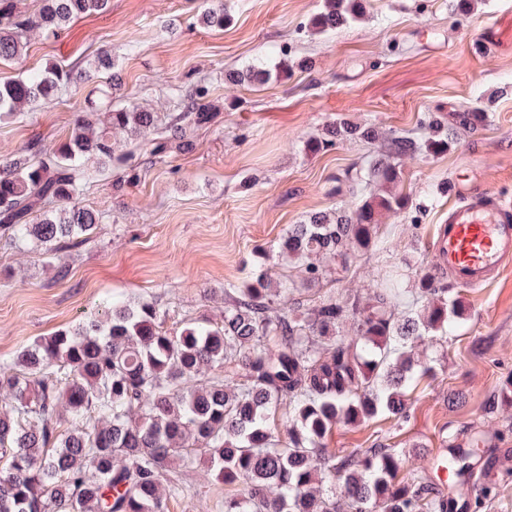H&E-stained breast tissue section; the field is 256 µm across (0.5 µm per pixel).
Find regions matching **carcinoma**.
<instances>
[{
    "label": "carcinoma",
    "mask_w": 512,
    "mask_h": 512,
    "mask_svg": "<svg viewBox=\"0 0 512 512\" xmlns=\"http://www.w3.org/2000/svg\"><path fill=\"white\" fill-rule=\"evenodd\" d=\"M108 0H41L32 13L0 0V62L24 55L31 36L59 35L74 19L103 11ZM360 0H323L311 26L327 31L360 13ZM224 27V6L203 13ZM90 78L75 67L49 66L0 83V114L27 117L63 87ZM202 80L181 90L165 116L130 101L100 110L85 99L67 138L37 140L0 163V245H30L44 254L76 248L100 223L81 205L93 170L137 169L214 122ZM426 145L388 139L387 154L369 167L367 184H397V159L448 150L441 122H429ZM133 137L116 154L112 131ZM376 138L375 129L341 120L309 142L313 152L347 139ZM408 207L401 192L371 194L353 211L318 213L294 224L278 245L312 282L315 260H339L379 243L376 214ZM406 288L389 272L372 296L293 301L297 286H272L268 269L242 285H224V310L171 332L154 302L104 304L90 319L43 337L0 364V512H168L184 494L167 477L208 464L224 485V512H448V498L418 471L403 470V453L379 448L338 457L324 440L339 422L379 414L400 419L418 378L433 377L412 356L423 333L448 330L461 301L434 277L417 274ZM281 424H273L276 415Z\"/></svg>",
    "instance_id": "carcinoma-1"
}]
</instances>
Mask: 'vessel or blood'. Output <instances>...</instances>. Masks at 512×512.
<instances>
[{
  "label": "vessel or blood",
  "mask_w": 512,
  "mask_h": 512,
  "mask_svg": "<svg viewBox=\"0 0 512 512\" xmlns=\"http://www.w3.org/2000/svg\"><path fill=\"white\" fill-rule=\"evenodd\" d=\"M436 267L465 287L512 265V199L484 188L458 192L435 245Z\"/></svg>",
  "instance_id": "obj_1"
}]
</instances>
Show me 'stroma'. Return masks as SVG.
Listing matches in <instances>:
<instances>
[{"label": "stroma", "mask_w": 512, "mask_h": 512, "mask_svg": "<svg viewBox=\"0 0 512 512\" xmlns=\"http://www.w3.org/2000/svg\"><path fill=\"white\" fill-rule=\"evenodd\" d=\"M322 0H223L220 29L200 18L209 0H109L106 12L71 22L56 37L32 38L18 60L0 64V82L50 65L86 66L102 49L113 70L96 72L88 90L67 91L32 120L0 118V160L29 142L65 137L88 91L120 78L125 100L172 111L181 86L205 80L212 126L193 147L171 149L135 181L116 185L102 172L85 196L103 219L83 246L46 257L0 249V360L36 339L97 314L108 297L157 303L168 330L224 308L225 282L243 283L258 264L272 279L302 283L305 272L281 257L260 261L290 225L316 212L356 209L360 191L337 177L366 175L392 134L424 137L428 118L476 109L485 122L454 128L448 151L399 161L407 210L380 219L383 253L359 252L348 269L327 263L306 299L332 292L372 293L387 266L432 265L433 243L453 201L449 185L476 183L512 197V0H365L359 22L326 33L309 25ZM498 50L478 54L487 26ZM307 60L290 78L240 85L233 73L273 69L282 57ZM376 127L381 140L341 141L317 154L305 147L330 123ZM66 277H57L58 269ZM465 305L447 338H424L417 351L435 376L411 394L408 416L337 424L326 440L345 456L399 448L407 466L431 476L443 493L464 483L436 472L441 448L461 436L486 448H512V406L498 392L512 378V266L480 288L454 285ZM190 496L169 512H220L224 487L206 465L177 469Z\"/></svg>", "instance_id": "obj_1"}]
</instances>
